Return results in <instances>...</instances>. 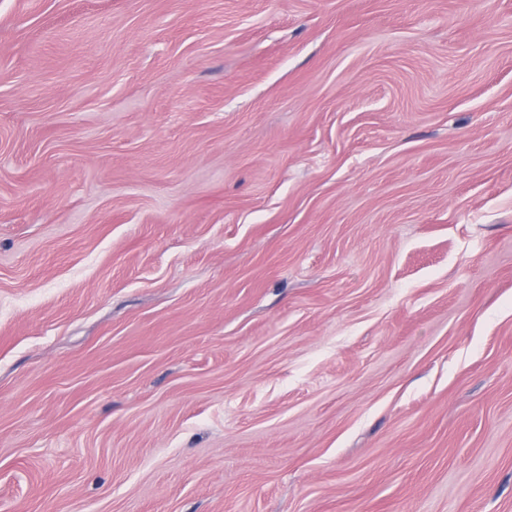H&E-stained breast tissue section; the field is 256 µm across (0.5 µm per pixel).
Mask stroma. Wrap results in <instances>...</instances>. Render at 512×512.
<instances>
[{
    "mask_svg": "<svg viewBox=\"0 0 512 512\" xmlns=\"http://www.w3.org/2000/svg\"><path fill=\"white\" fill-rule=\"evenodd\" d=\"M0 512H512V0H0Z\"/></svg>",
    "mask_w": 512,
    "mask_h": 512,
    "instance_id": "35a3bbf8",
    "label": "stroma"
}]
</instances>
